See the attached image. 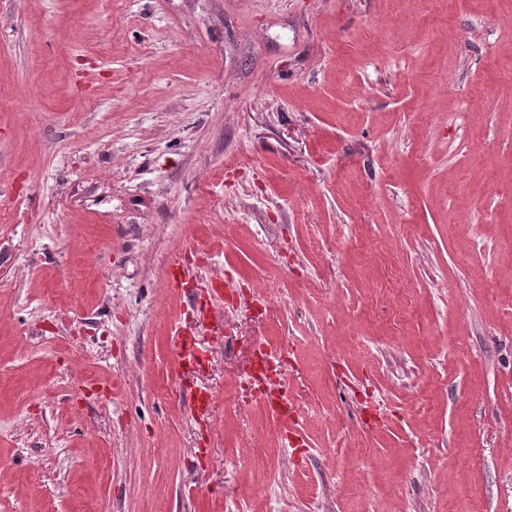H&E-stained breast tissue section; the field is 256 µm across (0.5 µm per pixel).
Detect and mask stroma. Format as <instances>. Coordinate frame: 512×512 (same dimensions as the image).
<instances>
[{
  "instance_id": "35a3bbf8",
  "label": "stroma",
  "mask_w": 512,
  "mask_h": 512,
  "mask_svg": "<svg viewBox=\"0 0 512 512\" xmlns=\"http://www.w3.org/2000/svg\"><path fill=\"white\" fill-rule=\"evenodd\" d=\"M0 512H512V0H0ZM197 260L196 256L190 257L187 252H184L183 256L180 255L172 261L169 269V279L172 288H190L189 281L185 279V269L189 265H193ZM202 355L194 341L188 338L181 339L177 359L178 372L183 376L187 375L191 365L200 364Z\"/></svg>"
}]
</instances>
